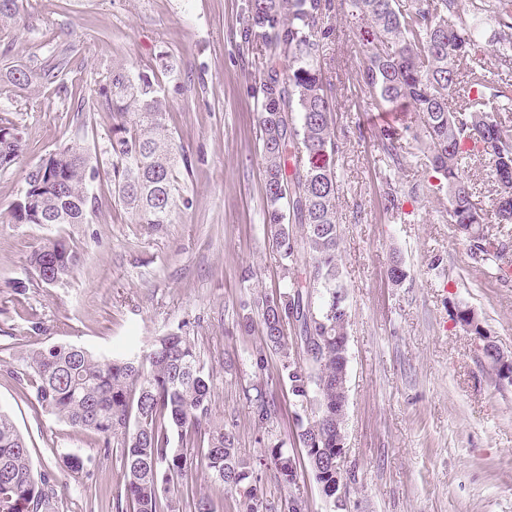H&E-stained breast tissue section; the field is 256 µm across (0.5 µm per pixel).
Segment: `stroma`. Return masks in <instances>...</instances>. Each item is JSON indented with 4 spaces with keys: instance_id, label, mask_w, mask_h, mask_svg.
Here are the masks:
<instances>
[{
    "instance_id": "1",
    "label": "stroma",
    "mask_w": 512,
    "mask_h": 512,
    "mask_svg": "<svg viewBox=\"0 0 512 512\" xmlns=\"http://www.w3.org/2000/svg\"><path fill=\"white\" fill-rule=\"evenodd\" d=\"M248 0H23L21 18L0 24V119L17 123L24 150L0 169V409L24 437L36 469L51 474L58 512H114L120 464L92 436L36 407L15 372L19 357L58 341L109 357L177 332L209 377L208 427L235 425L239 456L265 458L268 443L292 451L294 409L278 358L260 327L241 333L242 305L304 280L308 258L285 271L265 222V163L258 87L269 59L244 43ZM322 68L337 88L332 114L340 181L337 219L348 326V404L342 503L324 496L309 465L293 485L262 472L267 500L300 493L307 512H512V385L499 384L485 342L512 353V275L491 278L443 218L448 201L413 140L412 115L372 107L359 84L361 25L349 0H334ZM172 71H164L160 59ZM63 69V84L45 70ZM150 75L167 99V122L191 167L178 170L184 200L172 223H136L120 204L85 224H15L10 212L30 168L58 147L83 144L110 193L109 113L94 110L112 67ZM26 70V85L14 81ZM401 137L402 164L378 135ZM62 235L83 253L63 283H41L29 265L41 239ZM406 272L389 278L392 259ZM475 310L485 337L456 322ZM265 355L264 370L253 362ZM264 385L281 413L257 425L245 392ZM85 460L82 471L66 465ZM211 497L237 512L203 469L179 497Z\"/></svg>"
}]
</instances>
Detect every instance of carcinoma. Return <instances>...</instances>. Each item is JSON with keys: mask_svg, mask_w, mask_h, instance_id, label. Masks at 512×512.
Masks as SVG:
<instances>
[{"mask_svg": "<svg viewBox=\"0 0 512 512\" xmlns=\"http://www.w3.org/2000/svg\"><path fill=\"white\" fill-rule=\"evenodd\" d=\"M351 16L367 23L360 83L376 106H406L413 112L412 138L448 199L446 221L468 243L469 257L501 271L509 243L494 242L484 225L512 224V84L492 77L488 53L500 71L512 72V0H349ZM332 0H249L245 42H259L288 58V75L267 68L259 88L258 112L265 158L267 224L285 271L299 254L311 261L308 284L289 281L282 293L256 305L268 350L280 361L295 415L293 439L336 449L337 382L345 358L337 342L349 322L339 263L336 200L338 145L332 121L335 86L323 75L321 24ZM98 108L112 116L111 173L115 198L140 224H170L179 186L174 172L183 160L169 133L167 104L144 73L114 67L97 91ZM489 156L497 183L495 208L478 207L465 180L471 160L467 143ZM381 148L401 163V138L386 135ZM23 150L21 128L0 122V167ZM94 168L81 144L61 146L25 178L24 196L12 211L16 224H85L103 205L90 188ZM82 257L63 236L49 237L29 261L45 285L69 277ZM456 321L470 334L486 331L468 307ZM293 323L303 335L289 347ZM16 376L38 406L71 426L120 448L122 487L116 512H172L179 480L200 464L224 495L236 494L246 512L263 503L261 478L239 458L236 433L227 426L208 430L200 460L174 446L173 435L202 433L210 387L190 340L159 336L143 354L131 347L110 358L68 342L39 347L21 357ZM246 394L255 423L264 425L281 405L261 387ZM266 460L282 482L300 460L277 443ZM49 473L37 470L10 416L0 411V512H49L57 497Z\"/></svg>", "mask_w": 512, "mask_h": 512, "instance_id": "1", "label": "carcinoma"}]
</instances>
